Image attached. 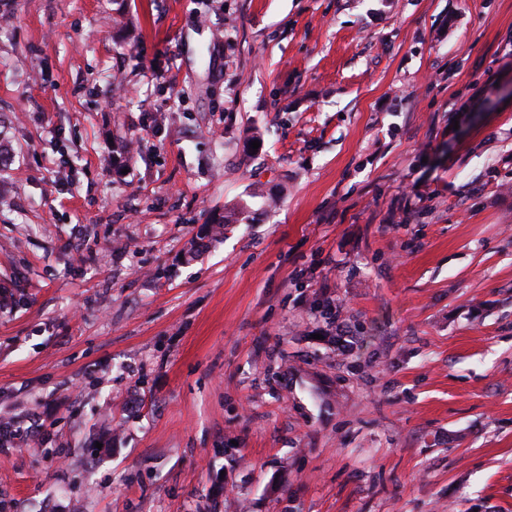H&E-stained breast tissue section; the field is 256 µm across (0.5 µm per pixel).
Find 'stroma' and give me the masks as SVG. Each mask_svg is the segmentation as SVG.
<instances>
[{"mask_svg":"<svg viewBox=\"0 0 512 512\" xmlns=\"http://www.w3.org/2000/svg\"><path fill=\"white\" fill-rule=\"evenodd\" d=\"M0 420V512H512V0H0Z\"/></svg>","mask_w":512,"mask_h":512,"instance_id":"1","label":"stroma"}]
</instances>
